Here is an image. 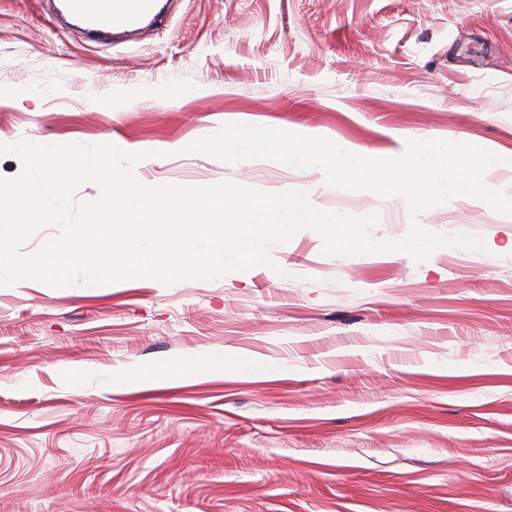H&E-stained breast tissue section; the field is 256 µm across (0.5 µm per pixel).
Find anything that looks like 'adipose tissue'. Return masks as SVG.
Instances as JSON below:
<instances>
[{"mask_svg":"<svg viewBox=\"0 0 512 512\" xmlns=\"http://www.w3.org/2000/svg\"><path fill=\"white\" fill-rule=\"evenodd\" d=\"M239 357L226 350H214L200 357L172 361L154 368L127 367L116 371L113 384L139 385L144 381L178 382L208 371L240 365Z\"/></svg>","mask_w":512,"mask_h":512,"instance_id":"obj_1","label":"adipose tissue"}]
</instances>
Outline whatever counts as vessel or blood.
I'll return each mask as SVG.
<instances>
[{"instance_id": "b4317fda", "label": "vessel or blood", "mask_w": 512, "mask_h": 512, "mask_svg": "<svg viewBox=\"0 0 512 512\" xmlns=\"http://www.w3.org/2000/svg\"><path fill=\"white\" fill-rule=\"evenodd\" d=\"M161 0H63L60 9L73 17L88 40L106 43L113 30H128L164 16Z\"/></svg>"}]
</instances>
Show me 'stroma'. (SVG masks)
I'll list each match as a JSON object with an SVG mask.
<instances>
[{
    "mask_svg": "<svg viewBox=\"0 0 512 512\" xmlns=\"http://www.w3.org/2000/svg\"><path fill=\"white\" fill-rule=\"evenodd\" d=\"M230 123L372 158L461 141L512 195V0H169L109 44L0 0V143H110L148 152L147 186L301 190L377 216V242L416 220L482 243L339 256L303 229L211 282L0 286V512H512V213L460 195L414 218L318 167L183 154ZM213 349L255 366L108 383Z\"/></svg>",
    "mask_w": 512,
    "mask_h": 512,
    "instance_id": "35a3bbf8",
    "label": "stroma"
}]
</instances>
